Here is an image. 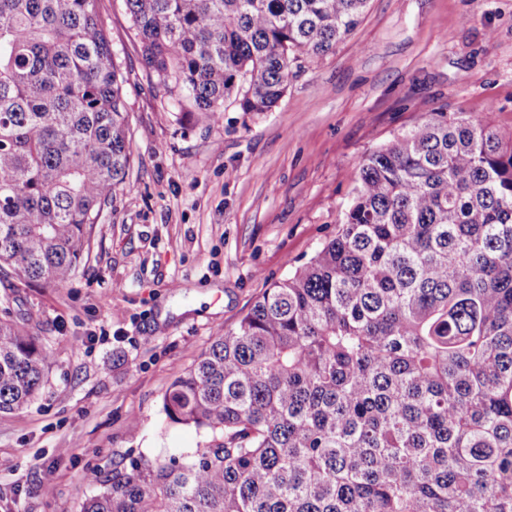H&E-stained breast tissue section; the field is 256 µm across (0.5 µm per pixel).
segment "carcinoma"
I'll return each instance as SVG.
<instances>
[{"label":"carcinoma","mask_w":512,"mask_h":512,"mask_svg":"<svg viewBox=\"0 0 512 512\" xmlns=\"http://www.w3.org/2000/svg\"><path fill=\"white\" fill-rule=\"evenodd\" d=\"M99 0H0V271L64 285L133 152ZM145 65L216 123L270 111L369 0H124ZM50 363L0 320V417ZM200 448L88 480L79 512H512V131L439 108L163 397Z\"/></svg>","instance_id":"obj_1"}]
</instances>
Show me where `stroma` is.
Masks as SVG:
<instances>
[{
    "label": "stroma",
    "instance_id": "1",
    "mask_svg": "<svg viewBox=\"0 0 512 512\" xmlns=\"http://www.w3.org/2000/svg\"><path fill=\"white\" fill-rule=\"evenodd\" d=\"M122 74L131 191L105 207L61 287L0 274V311L52 359L0 418V512H77L93 471L203 445L163 396L273 282L335 236L361 157L431 109L512 130V0H369L334 53L305 58L272 111L178 104L141 56L123 0H99Z\"/></svg>",
    "mask_w": 512,
    "mask_h": 512
}]
</instances>
